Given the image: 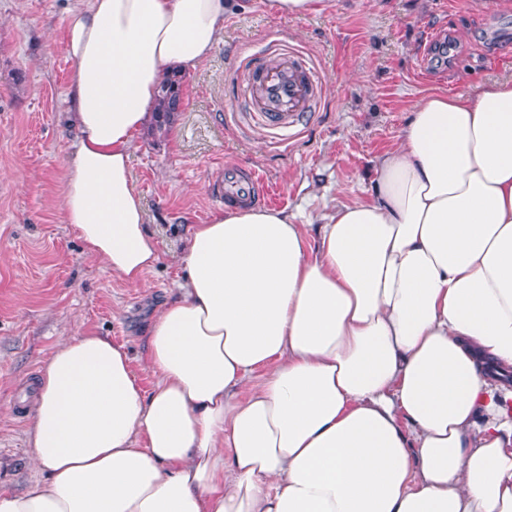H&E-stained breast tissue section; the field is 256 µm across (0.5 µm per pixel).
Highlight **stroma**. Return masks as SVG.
Returning <instances> with one entry per match:
<instances>
[{
	"label": "stroma",
	"mask_w": 512,
	"mask_h": 512,
	"mask_svg": "<svg viewBox=\"0 0 512 512\" xmlns=\"http://www.w3.org/2000/svg\"><path fill=\"white\" fill-rule=\"evenodd\" d=\"M74 0H0V491L22 493L44 473L28 463L31 399L63 337H111L143 389V327L182 278L191 225L218 210L226 165L257 172L273 206L304 224L371 197L375 161L398 142L431 93H475L512 80V0H321L283 16L265 0H233L224 39L182 78L170 130L131 147L159 261L132 288L84 255L57 199L73 136L65 92L73 62L60 40ZM287 45L318 72V95L297 126H268L249 98L252 59Z\"/></svg>",
	"instance_id": "stroma-1"
}]
</instances>
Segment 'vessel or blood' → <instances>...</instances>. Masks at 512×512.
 <instances>
[{
    "instance_id": "b4317fda",
    "label": "vessel or blood",
    "mask_w": 512,
    "mask_h": 512,
    "mask_svg": "<svg viewBox=\"0 0 512 512\" xmlns=\"http://www.w3.org/2000/svg\"><path fill=\"white\" fill-rule=\"evenodd\" d=\"M257 81L252 96L262 117L285 130L293 127L299 117L308 112L318 92L316 69L300 54L286 51L275 62L259 63L255 68ZM224 203L253 202L264 194V184L257 174L247 180L225 175L220 190Z\"/></svg>"
}]
</instances>
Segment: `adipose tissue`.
Instances as JSON below:
<instances>
[{"label": "adipose tissue", "mask_w": 512, "mask_h": 512, "mask_svg": "<svg viewBox=\"0 0 512 512\" xmlns=\"http://www.w3.org/2000/svg\"><path fill=\"white\" fill-rule=\"evenodd\" d=\"M227 7L68 13L58 205L129 286L159 260L131 147ZM376 172L320 224L243 206L193 225L148 318L150 391L109 337L63 338L28 431L47 477L0 512H512V81L422 98Z\"/></svg>", "instance_id": "ef3b65f1"}]
</instances>
